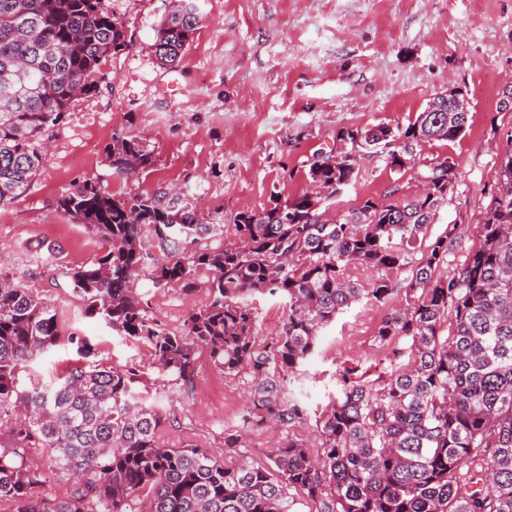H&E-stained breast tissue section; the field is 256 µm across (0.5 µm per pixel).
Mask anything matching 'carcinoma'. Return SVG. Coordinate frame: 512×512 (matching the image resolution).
Segmentation results:
<instances>
[{"label": "carcinoma", "mask_w": 512, "mask_h": 512, "mask_svg": "<svg viewBox=\"0 0 512 512\" xmlns=\"http://www.w3.org/2000/svg\"><path fill=\"white\" fill-rule=\"evenodd\" d=\"M154 27L151 44L164 68L177 65L201 18L190 0ZM133 34L106 0H0V205L13 203L39 175V146L78 93L98 91L101 66L132 48ZM420 112L406 126L341 130L348 150L319 153L307 178L326 191L237 214L232 228L207 224L177 194L117 196L86 180L57 209L106 245L97 262L64 272L85 313L115 336L147 343L162 380L193 385L197 354L228 374L251 377L246 429L284 435L270 465L240 455L228 465L193 441L168 448L164 415L134 389V368L82 362L58 380L32 363L60 342L57 309L0 277V505L8 512H295L289 489L317 512H512V128L496 170L499 192L478 224L480 245L451 275L448 252L461 246L457 225L430 238L429 224L448 203L455 164L433 158L418 174L423 195L398 189L367 198L335 220L325 201L357 179V153L395 170L418 165L416 148L453 142L469 113ZM359 152H354V149ZM113 173L154 163L146 139L112 134L105 147ZM222 236L216 247L200 245ZM372 274L361 288L349 267ZM209 303L181 334L151 317L140 282L154 288L198 287ZM262 290L288 305L274 349L256 343L246 294ZM398 290L405 304L382 320L376 339L404 340L411 361L374 386L343 373L330 408L316 420L321 451L288 431L309 418L292 385L316 352L319 332L352 303L381 304ZM32 448L46 461L30 459ZM72 482L65 500L48 489Z\"/></svg>", "instance_id": "carcinoma-1"}]
</instances>
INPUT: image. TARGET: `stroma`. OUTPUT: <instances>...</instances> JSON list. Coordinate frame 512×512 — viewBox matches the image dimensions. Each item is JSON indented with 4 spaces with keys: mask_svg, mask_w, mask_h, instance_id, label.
Instances as JSON below:
<instances>
[{
    "mask_svg": "<svg viewBox=\"0 0 512 512\" xmlns=\"http://www.w3.org/2000/svg\"><path fill=\"white\" fill-rule=\"evenodd\" d=\"M169 0H108L133 33L135 45L108 59L98 92L73 99L54 127L40 175L13 203L0 206V272L53 304L65 333L45 370L60 372L78 359L81 342L93 360L116 368L149 370L147 343L112 335L85 317L82 298L59 276L64 267L103 256V245L56 209L58 197L92 180L112 193L151 194L174 186L217 223L302 194L316 153L336 148L342 129L407 125L436 93L462 89L471 102L469 127L453 142L430 141L420 159L450 158L457 180L430 236L457 225L461 249L448 255L456 266L477 248V224L496 191L502 134L512 112L499 108L512 87V0H193L202 22L176 68H160L151 52L153 26ZM146 134L155 165L135 180L114 174L105 147L113 132ZM414 195V170H391L367 159L356 183L327 217L343 214L390 188ZM151 316L182 330L189 312L208 301L205 289L145 287ZM257 319L258 344L281 336L288 310L278 297L255 291L246 298ZM388 304L367 300L340 313L321 333L314 356L299 376L309 419L315 421L336 393L344 369L370 384L385 382L410 360L407 342L380 344L375 336ZM251 380L226 374L201 356L192 394L149 377L146 394L161 400L162 440L172 448L187 440L236 459L225 433L242 431L248 456L266 465L270 435L243 432Z\"/></svg>",
    "mask_w": 512,
    "mask_h": 512,
    "instance_id": "stroma-1",
    "label": "stroma"
}]
</instances>
